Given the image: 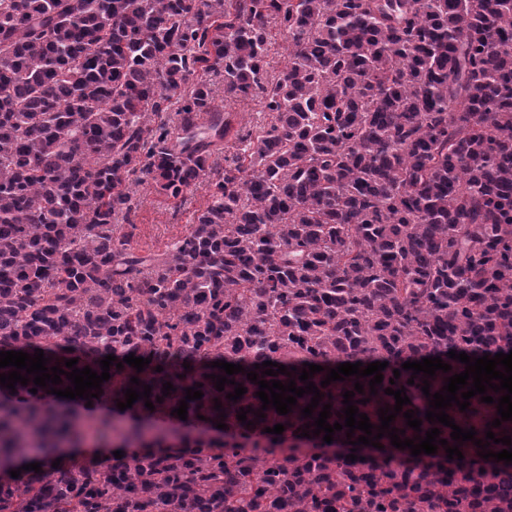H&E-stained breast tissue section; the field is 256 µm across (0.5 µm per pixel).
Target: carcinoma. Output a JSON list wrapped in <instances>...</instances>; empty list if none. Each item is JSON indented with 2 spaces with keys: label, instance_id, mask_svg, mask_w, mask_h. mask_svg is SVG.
Instances as JSON below:
<instances>
[{
  "label": "carcinoma",
  "instance_id": "carcinoma-1",
  "mask_svg": "<svg viewBox=\"0 0 512 512\" xmlns=\"http://www.w3.org/2000/svg\"><path fill=\"white\" fill-rule=\"evenodd\" d=\"M272 21L288 56L273 77ZM218 68L224 94L257 92L270 117L222 168L231 121L200 76ZM139 172L168 198L208 194L161 253L115 231ZM37 348L65 372L76 358L100 374L116 356L97 403L147 384L154 413H169L201 383L187 417L203 430L170 438L153 413L91 421L23 370L28 385L0 386V467L111 433L143 452L0 479V512H512V463L471 441L449 460L387 435L381 454L353 453L359 429L335 432L338 451L301 436L326 404L327 422L345 424L358 382L372 434L396 404L385 389L404 387L411 403L390 427L402 440L437 428L452 447V429L425 419L424 374L410 385L402 364L451 365L429 379L433 395L465 370L449 351L512 350V0H0V351ZM131 353L151 363L139 373ZM217 360L244 368L229 376L240 400L209 378L226 375ZM264 361L296 367L277 379L298 387L303 363L323 367L312 417L310 394L286 415L261 410L247 373L272 380ZM375 361L388 362L375 395L368 377L321 386L341 363ZM469 402L445 413L505 449L486 431L512 437V421L494 427L497 404ZM276 424L282 435L264 432Z\"/></svg>",
  "mask_w": 512,
  "mask_h": 512
}]
</instances>
